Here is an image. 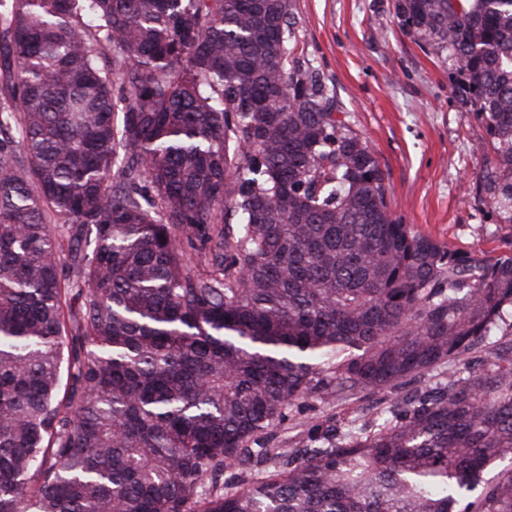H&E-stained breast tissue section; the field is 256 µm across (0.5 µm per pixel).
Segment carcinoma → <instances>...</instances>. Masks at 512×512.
<instances>
[{
	"instance_id": "1",
	"label": "carcinoma",
	"mask_w": 512,
	"mask_h": 512,
	"mask_svg": "<svg viewBox=\"0 0 512 512\" xmlns=\"http://www.w3.org/2000/svg\"><path fill=\"white\" fill-rule=\"evenodd\" d=\"M396 8L458 63L512 214V0ZM294 25L293 0H0V512H512V464L484 479L512 461V255L393 216ZM383 394L369 395L356 400L346 406L336 405L332 400L310 398L302 407V413L295 411L288 414L286 419L272 432L263 435L262 441L269 448H293L295 443L301 440L306 434L307 427L301 426L302 422L327 423L337 421L348 415L349 417H376V412L381 407Z\"/></svg>"
}]
</instances>
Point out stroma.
I'll use <instances>...</instances> for the list:
<instances>
[{"label": "stroma", "mask_w": 512, "mask_h": 512, "mask_svg": "<svg viewBox=\"0 0 512 512\" xmlns=\"http://www.w3.org/2000/svg\"><path fill=\"white\" fill-rule=\"evenodd\" d=\"M397 0H294V54L316 67L348 124L368 142L402 223L454 248L512 254L508 221L479 175L493 146L468 103L453 94L457 64L403 25ZM380 395L340 406L308 399L264 443L291 448L305 422L376 414Z\"/></svg>", "instance_id": "35a3bbf8"}]
</instances>
